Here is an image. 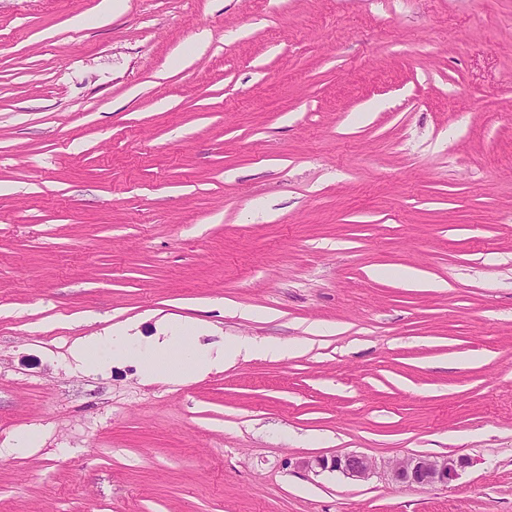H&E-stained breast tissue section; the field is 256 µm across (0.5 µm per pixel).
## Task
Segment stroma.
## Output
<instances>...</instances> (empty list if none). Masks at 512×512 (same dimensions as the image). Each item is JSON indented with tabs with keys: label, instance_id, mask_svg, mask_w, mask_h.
<instances>
[{
	"label": "stroma",
	"instance_id": "obj_1",
	"mask_svg": "<svg viewBox=\"0 0 512 512\" xmlns=\"http://www.w3.org/2000/svg\"><path fill=\"white\" fill-rule=\"evenodd\" d=\"M100 2L0 0V512H512V0ZM168 321L290 350L71 358ZM130 327L112 328L104 336H91L75 342L71 355L77 364L106 370L114 362L136 361L141 366L146 379L165 377L183 379L215 368L224 367L225 363L237 357L249 356L263 352L272 358H282L288 354V345L279 342L261 343L239 341L226 348L213 350L197 342L199 335L193 336L196 345L185 342L186 330L169 325L165 336L154 341L143 342L139 336L131 334ZM108 350L109 355L103 351ZM304 469H330L342 473L353 480L362 481L370 478L376 471V464L370 458L358 453L336 455L330 459L319 457L300 462ZM470 464L464 456L412 455L389 463L386 472L391 482L405 487L448 485Z\"/></svg>",
	"mask_w": 512,
	"mask_h": 512
}]
</instances>
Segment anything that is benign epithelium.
<instances>
[{
  "mask_svg": "<svg viewBox=\"0 0 512 512\" xmlns=\"http://www.w3.org/2000/svg\"><path fill=\"white\" fill-rule=\"evenodd\" d=\"M470 465L464 456L451 455H412L387 465L390 481L401 486L446 485L455 480L459 471ZM304 469H330L342 473L353 480L370 478L376 471V464L363 454L347 453L331 459L324 457L307 459L300 462Z\"/></svg>",
  "mask_w": 512,
  "mask_h": 512,
  "instance_id": "benign-epithelium-1",
  "label": "benign epithelium"
}]
</instances>
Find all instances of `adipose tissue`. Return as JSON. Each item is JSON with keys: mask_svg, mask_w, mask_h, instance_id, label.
<instances>
[{"mask_svg": "<svg viewBox=\"0 0 512 512\" xmlns=\"http://www.w3.org/2000/svg\"><path fill=\"white\" fill-rule=\"evenodd\" d=\"M186 336V330L170 325L163 337L144 342L131 334L129 328L119 327L106 335L75 342L71 354L76 363L99 370L108 369L116 362L133 360L140 364L144 378L183 379L223 367L242 355L261 352L281 358L288 353L287 345L279 342L240 341L215 350L201 344H187Z\"/></svg>", "mask_w": 512, "mask_h": 512, "instance_id": "adipose-tissue-1", "label": "adipose tissue"}]
</instances>
